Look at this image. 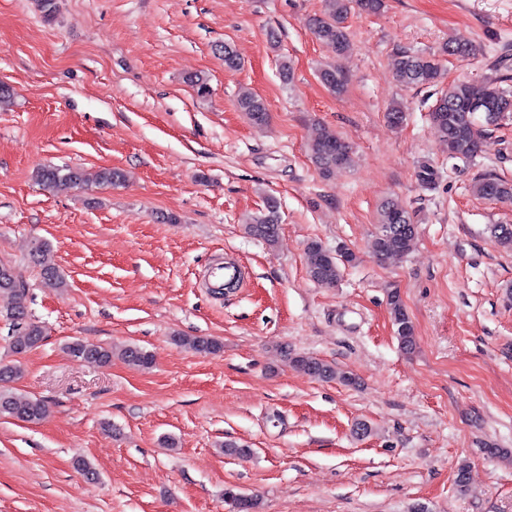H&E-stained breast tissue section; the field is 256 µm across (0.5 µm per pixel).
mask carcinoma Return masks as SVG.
Listing matches in <instances>:
<instances>
[{
    "label": "carcinoma",
    "instance_id": "1",
    "mask_svg": "<svg viewBox=\"0 0 512 512\" xmlns=\"http://www.w3.org/2000/svg\"><path fill=\"white\" fill-rule=\"evenodd\" d=\"M323 12L310 19L309 28L315 39L332 45L339 53L350 47L349 33L345 20L353 7L379 13L385 8V0H324ZM455 56L466 59L476 56V49L466 43L448 41L437 53H418L405 48L396 51L394 71L397 80L407 87L433 86L441 78L440 57ZM319 77L324 86L333 94H342L348 84L347 75L334 68L320 70ZM487 97L496 99L499 111L512 114V91L503 87L501 81L489 77L474 84L457 82L448 85L436 99L431 109V120L439 131L440 138L447 143L448 157L461 161H470L481 152L482 141L490 126L489 120L478 119L477 112L468 108L473 101ZM238 106L248 113L256 125H263L268 119V109L264 100L256 93L243 88L238 93ZM312 162L324 175L347 167L352 161L351 147L335 133L325 129L316 132L309 143ZM420 187L435 189L440 174L433 165L422 162L415 171ZM37 183L43 189H52L60 184L83 187L87 178L78 168L42 167L35 173ZM472 191L478 197L497 202L512 201V181L504 180L494 174H485L472 183ZM279 205L269 198L265 210L250 217L247 223L248 233L268 244L279 238ZM491 241L498 247L512 250V224H491L487 228ZM417 235L408 210L397 200L384 201L379 210L378 225L371 246L372 256L384 262L393 258L402 259L411 251ZM32 262L39 268L42 281L49 287L60 289L67 286L63 271L55 261L54 253L45 241L33 244L30 252ZM306 271L308 277L319 284L333 285L342 275L346 265L352 264L356 254L348 260H342L337 254L327 250L316 241H310L305 248ZM387 304L394 324L400 347L409 353L415 348L414 326L407 314L400 294L393 289L388 292ZM0 305L5 317L10 321L13 339L10 351L23 356L37 348L45 338V328L32 320L26 310L24 293L17 284L12 268L0 262ZM172 341L181 347L205 355H216L223 350V343L211 336H174ZM68 355L75 360L92 361L100 365L112 362L113 351L107 346L76 339L66 345ZM120 356L128 365L147 367L152 363V355L138 345H126L120 350ZM291 366L298 372L311 378L331 381L337 380L348 386L357 384V379L348 372L339 371L336 366L314 356L288 355ZM19 361L0 364V417L21 422L37 424L48 413L47 403L39 398L26 397L16 393L11 383L21 377ZM224 499L230 505V512H256L257 502L252 497L233 489L224 492Z\"/></svg>",
    "mask_w": 512,
    "mask_h": 512
}]
</instances>
